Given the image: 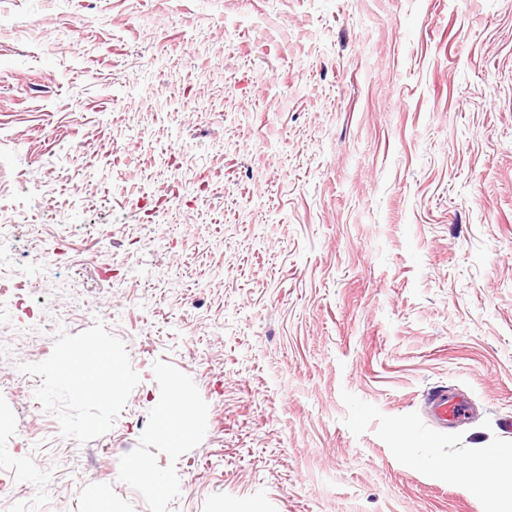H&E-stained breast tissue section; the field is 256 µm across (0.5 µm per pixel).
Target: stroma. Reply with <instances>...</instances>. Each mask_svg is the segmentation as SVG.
Listing matches in <instances>:
<instances>
[{
  "instance_id": "obj_1",
  "label": "stroma",
  "mask_w": 512,
  "mask_h": 512,
  "mask_svg": "<svg viewBox=\"0 0 512 512\" xmlns=\"http://www.w3.org/2000/svg\"><path fill=\"white\" fill-rule=\"evenodd\" d=\"M0 217V512H512V0H0ZM30 278L22 270H4L0 262V301L11 299L15 303L20 301L29 288H32ZM426 408L435 422L448 426L466 420L471 404L464 394L446 387H437L427 393ZM162 406L164 408L157 413L159 429L169 436L171 447H179L182 439L188 434L182 416L189 410V402L186 398L180 397L177 402ZM129 470L133 474H138L148 479L151 482L157 497L163 498L167 495V483H164L160 476L155 475L151 465L145 460L140 458L132 459L129 463Z\"/></svg>"
}]
</instances>
